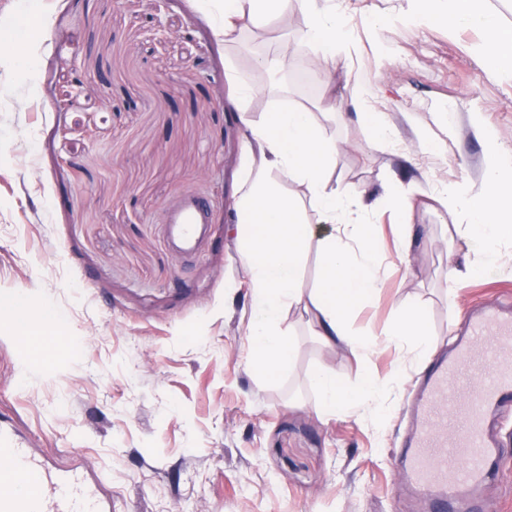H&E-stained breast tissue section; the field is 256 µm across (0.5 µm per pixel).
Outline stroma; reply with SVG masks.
Instances as JSON below:
<instances>
[{"instance_id": "35a3bbf8", "label": "stroma", "mask_w": 512, "mask_h": 512, "mask_svg": "<svg viewBox=\"0 0 512 512\" xmlns=\"http://www.w3.org/2000/svg\"><path fill=\"white\" fill-rule=\"evenodd\" d=\"M18 2L0 0V416L37 454L95 474L112 512H423L397 467L408 407L467 311L512 302V275L449 284L469 250L449 242L451 218L432 197L439 181L478 184L493 149L512 152V73L482 67L480 30L410 25L408 0H349L354 37L322 70L296 9L228 46L199 0ZM376 15L388 24L365 31ZM283 41L291 63L279 79L257 60ZM229 60L277 88L252 99L254 113L304 107L344 144L332 170L341 188L413 186L409 251L391 210L371 218L383 288L349 325L382 334L395 301L420 296L429 357L386 342L365 360L323 347L309 313L286 306L293 360L274 378L254 373L234 231L249 133ZM328 77L343 101L334 121L317 108ZM355 86L393 139L372 136L349 101ZM188 196L208 204L190 253L169 224ZM42 316L64 343L38 353L17 325ZM322 365L347 387L377 376L381 412L325 410L311 381ZM488 432L497 476L477 497L512 512V417L490 416Z\"/></svg>"}]
</instances>
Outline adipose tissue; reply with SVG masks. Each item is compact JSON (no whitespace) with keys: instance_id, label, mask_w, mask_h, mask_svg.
Masks as SVG:
<instances>
[{"instance_id":"obj_1","label":"adipose tissue","mask_w":512,"mask_h":512,"mask_svg":"<svg viewBox=\"0 0 512 512\" xmlns=\"http://www.w3.org/2000/svg\"><path fill=\"white\" fill-rule=\"evenodd\" d=\"M411 3V17L417 22L443 19L454 27L478 28L483 35L484 67L512 71V29L504 28L495 15L480 11L476 0H447L442 10L438 0ZM296 6L304 19V38L315 46L319 63H326L337 46L351 38L346 15L336 0H207L205 4L217 34L230 41L245 23L257 25L278 18ZM225 78L258 152L237 210L242 262L251 283L253 371L263 378L273 377L292 360L291 339L278 324L286 304L311 312L313 334L320 343L343 345L358 358L369 356L376 347L373 335H355L348 328L354 308L376 299L382 288L376 275L377 247L369 215L377 203L389 205L401 244L409 246L413 234L407 214L412 190L383 193L375 203L367 201L364 193L341 190L329 177L340 146L312 122L308 112L291 108L253 115L248 102L259 94V87L231 62L225 66ZM286 181L302 187L315 204L320 222L330 225V232L318 234L315 225L299 218L295 204L281 191ZM436 193L452 219L451 235L463 239L475 255L465 271L449 267V280L497 264L500 245L512 241V173L493 159L482 174L479 195H468L453 182L440 183ZM312 239L320 250V275L317 286L306 293L299 285L298 272ZM386 334L409 354L426 353L430 333L424 302L413 298L399 303ZM313 382L327 410L354 415L376 410L385 393L383 383L370 374L357 387H344L326 366L317 368Z\"/></svg>"}]
</instances>
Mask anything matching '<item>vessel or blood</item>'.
<instances>
[{
  "label": "vessel or blood",
  "instance_id": "obj_1",
  "mask_svg": "<svg viewBox=\"0 0 512 512\" xmlns=\"http://www.w3.org/2000/svg\"><path fill=\"white\" fill-rule=\"evenodd\" d=\"M204 202L188 197L170 216L171 235L194 250ZM512 408V312L487 309L467 318L453 356L425 376L404 468L429 512H482L465 494L488 480L498 457L486 422ZM0 512H108L82 472L60 471L34 454L11 426H0Z\"/></svg>",
  "mask_w": 512,
  "mask_h": 512
}]
</instances>
